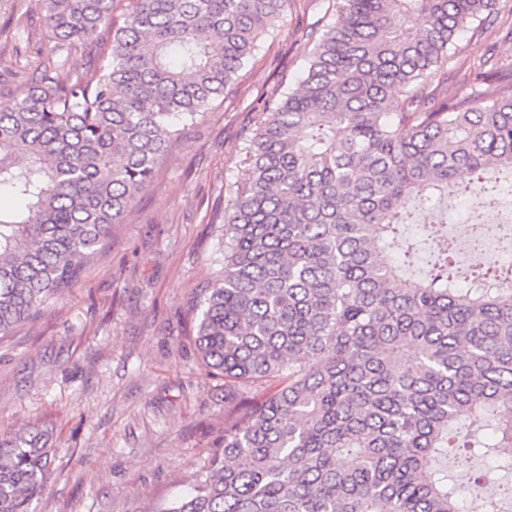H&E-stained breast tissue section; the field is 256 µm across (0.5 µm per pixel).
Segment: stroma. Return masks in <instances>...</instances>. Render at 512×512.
<instances>
[{"mask_svg": "<svg viewBox=\"0 0 512 512\" xmlns=\"http://www.w3.org/2000/svg\"><path fill=\"white\" fill-rule=\"evenodd\" d=\"M36 0H5L9 15L33 13L22 38L0 34V100L21 95L7 76L17 41L44 47ZM336 0L289 11L237 75L235 98L214 101L172 142L139 205L114 225L80 282L41 317L0 341V434L39 424L53 432L52 475L36 512H157L186 491L224 433V381L201 365L191 301L219 268L221 223L244 164L251 108L287 70L301 75L311 26ZM448 65V90L469 91L461 65L495 55L512 68V0L482 32H463Z\"/></svg>", "mask_w": 512, "mask_h": 512, "instance_id": "obj_1", "label": "stroma"}]
</instances>
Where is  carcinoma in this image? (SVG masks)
<instances>
[{"label": "carcinoma", "mask_w": 512, "mask_h": 512, "mask_svg": "<svg viewBox=\"0 0 512 512\" xmlns=\"http://www.w3.org/2000/svg\"><path fill=\"white\" fill-rule=\"evenodd\" d=\"M48 45L0 102V340L81 279L170 142L298 0H39ZM500 0H338L297 86L261 97L229 189L220 268L196 289L195 345L224 378V436L157 512H504L471 461L512 474V288H459L425 203L512 175V74L487 58L448 94L458 35ZM112 30L110 58L57 59ZM492 227L480 208L469 247ZM49 432L0 436V512H34Z\"/></svg>", "instance_id": "obj_1"}]
</instances>
